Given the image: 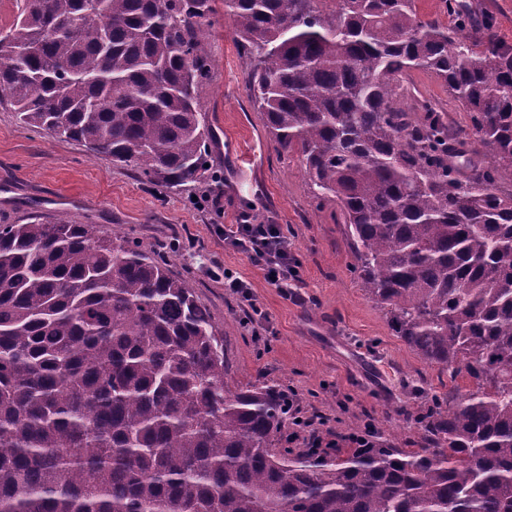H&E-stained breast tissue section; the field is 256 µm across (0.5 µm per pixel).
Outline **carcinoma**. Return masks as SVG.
<instances>
[{"label": "carcinoma", "mask_w": 512, "mask_h": 512, "mask_svg": "<svg viewBox=\"0 0 512 512\" xmlns=\"http://www.w3.org/2000/svg\"><path fill=\"white\" fill-rule=\"evenodd\" d=\"M214 0H24L0 34L19 120L155 185L197 183ZM224 0L254 106L336 201L363 286L461 375L425 446L275 447L288 395L224 383V338L166 256L92 224H0V512H512V44L443 0ZM433 75L448 129L403 92ZM409 85L416 88L421 96L431 100L439 108L448 113V123L453 125L464 124V114L459 106L448 96L447 88L433 76L414 71L404 79Z\"/></svg>", "instance_id": "carcinoma-1"}]
</instances>
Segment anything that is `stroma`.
Returning a JSON list of instances; mask_svg holds the SVG:
<instances>
[{
	"label": "stroma",
	"mask_w": 512,
	"mask_h": 512,
	"mask_svg": "<svg viewBox=\"0 0 512 512\" xmlns=\"http://www.w3.org/2000/svg\"><path fill=\"white\" fill-rule=\"evenodd\" d=\"M209 50L210 80L200 88L211 130L210 161L200 182L163 188L87 147L22 124L0 102V222L54 223L67 218L103 235L122 232L148 251L164 253L171 270L192 284L224 335L230 390L273 385L296 399L326 441L370 431L380 441L424 447L421 418L448 373L428 363L392 330L354 270L334 201L315 202L296 156L278 151L251 99L250 60L215 0ZM406 81L459 125L464 114L447 88L414 71ZM202 194L218 206L193 208ZM254 223L279 224L299 261L289 291L270 285L247 255L225 248L214 232L240 213ZM220 263L251 283V300L224 288L209 269ZM257 331L244 329L252 308Z\"/></svg>",
	"instance_id": "35a3bbf8"
}]
</instances>
